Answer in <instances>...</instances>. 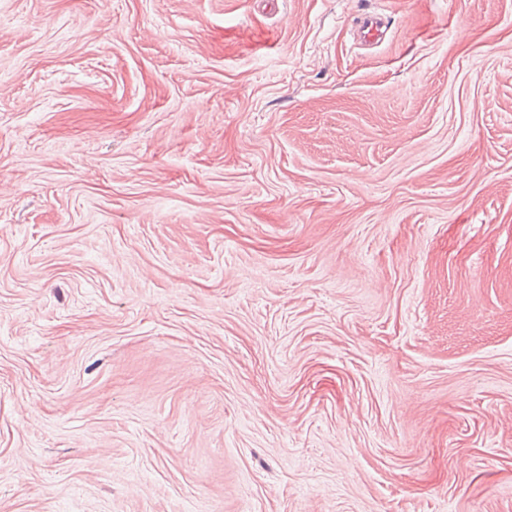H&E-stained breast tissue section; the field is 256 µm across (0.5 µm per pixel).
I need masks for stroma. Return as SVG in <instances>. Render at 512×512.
Here are the masks:
<instances>
[{
	"label": "stroma",
	"instance_id": "obj_1",
	"mask_svg": "<svg viewBox=\"0 0 512 512\" xmlns=\"http://www.w3.org/2000/svg\"><path fill=\"white\" fill-rule=\"evenodd\" d=\"M0 512H512V0H0Z\"/></svg>",
	"mask_w": 512,
	"mask_h": 512
}]
</instances>
